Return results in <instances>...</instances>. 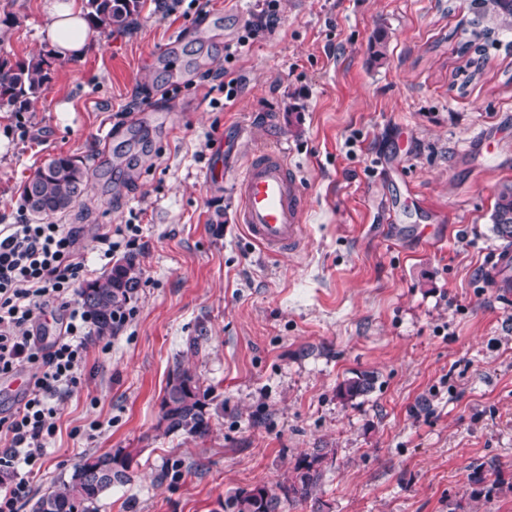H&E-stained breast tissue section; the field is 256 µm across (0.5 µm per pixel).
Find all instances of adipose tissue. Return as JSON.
Returning a JSON list of instances; mask_svg holds the SVG:
<instances>
[{"label":"adipose tissue","mask_w":512,"mask_h":512,"mask_svg":"<svg viewBox=\"0 0 512 512\" xmlns=\"http://www.w3.org/2000/svg\"><path fill=\"white\" fill-rule=\"evenodd\" d=\"M40 6L48 19L39 32L41 44L62 60L85 56L91 36L81 0H40Z\"/></svg>","instance_id":"adipose-tissue-1"}]
</instances>
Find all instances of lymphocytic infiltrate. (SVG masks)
Returning <instances> with one entry per match:
<instances>
[{
	"label": "lymphocytic infiltrate",
	"mask_w": 512,
	"mask_h": 512,
	"mask_svg": "<svg viewBox=\"0 0 512 512\" xmlns=\"http://www.w3.org/2000/svg\"><path fill=\"white\" fill-rule=\"evenodd\" d=\"M66 224H0V376L32 373L0 417V463L35 468L57 431V396L84 375L94 320L70 292L86 272Z\"/></svg>",
	"instance_id": "obj_1"
}]
</instances>
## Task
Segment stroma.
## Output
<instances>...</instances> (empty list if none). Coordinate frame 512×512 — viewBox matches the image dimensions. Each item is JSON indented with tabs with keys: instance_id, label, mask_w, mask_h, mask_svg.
<instances>
[{
	"instance_id": "obj_1",
	"label": "stroma",
	"mask_w": 512,
	"mask_h": 512,
	"mask_svg": "<svg viewBox=\"0 0 512 512\" xmlns=\"http://www.w3.org/2000/svg\"><path fill=\"white\" fill-rule=\"evenodd\" d=\"M168 3L55 60L27 110L0 107V224L31 221L23 183L64 154L109 171L53 217L80 228L89 279L113 265L97 236L140 227L119 250L142 271L133 315L59 399L34 495L125 449L132 479L98 512H223L325 448L324 512H512V291L484 277L512 185V32L471 60L470 0H277V29L229 60L255 0ZM0 21V56L36 55L40 0H0ZM223 70L230 100L210 89ZM263 148L305 193L293 253L237 222L236 178ZM179 361L207 393L206 436L155 429ZM363 371L373 389L340 397ZM493 233L501 239H512V186L499 191L490 215Z\"/></svg>"
}]
</instances>
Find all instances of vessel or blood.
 <instances>
[{
    "label": "vessel or blood",
    "instance_id": "obj_1",
    "mask_svg": "<svg viewBox=\"0 0 512 512\" xmlns=\"http://www.w3.org/2000/svg\"><path fill=\"white\" fill-rule=\"evenodd\" d=\"M238 221L250 237L271 253L296 251L304 241V197L284 153L257 151L237 183Z\"/></svg>",
    "mask_w": 512,
    "mask_h": 512
}]
</instances>
